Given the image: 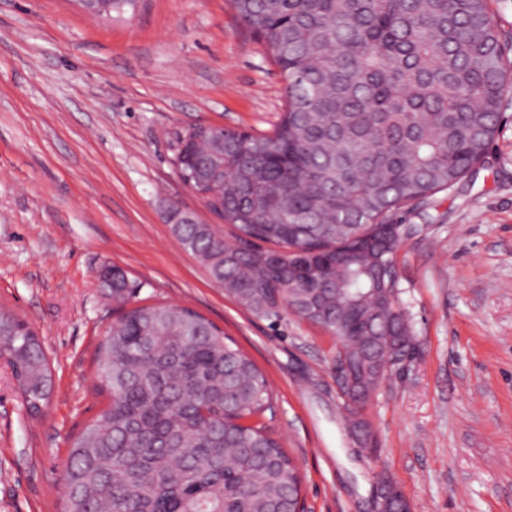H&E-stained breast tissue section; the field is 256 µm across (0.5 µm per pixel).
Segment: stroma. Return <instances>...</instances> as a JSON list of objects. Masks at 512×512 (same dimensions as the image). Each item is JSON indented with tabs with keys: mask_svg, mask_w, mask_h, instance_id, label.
Wrapping results in <instances>:
<instances>
[{
	"mask_svg": "<svg viewBox=\"0 0 512 512\" xmlns=\"http://www.w3.org/2000/svg\"><path fill=\"white\" fill-rule=\"evenodd\" d=\"M284 77L225 0H0V310L37 334L52 392L31 415L0 359V512H63L71 446L109 403L97 358L116 265L141 305L190 308L265 374L264 421L297 463L304 512H372L386 477L412 512H512V89L476 176L392 214L398 298L416 339L364 410L358 447L337 341L290 311L254 315L173 234L170 207L215 222L173 163L196 123L270 134Z\"/></svg>",
	"mask_w": 512,
	"mask_h": 512,
	"instance_id": "obj_1",
	"label": "stroma"
}]
</instances>
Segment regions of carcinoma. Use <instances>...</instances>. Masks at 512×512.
I'll return each mask as SVG.
<instances>
[{
    "label": "carcinoma",
    "mask_w": 512,
    "mask_h": 512,
    "mask_svg": "<svg viewBox=\"0 0 512 512\" xmlns=\"http://www.w3.org/2000/svg\"><path fill=\"white\" fill-rule=\"evenodd\" d=\"M227 2L272 50L286 109L270 136H178V165L235 233L179 209L173 233L240 306L330 332L370 389L380 340L412 335L380 228L484 163L512 45L487 0ZM132 285L116 266L101 280L120 311L97 364L110 402L72 445L65 512H296L297 465L250 423L271 407L262 371L198 312L130 305ZM0 356L38 413L48 360L2 311Z\"/></svg>",
    "instance_id": "obj_1"
}]
</instances>
